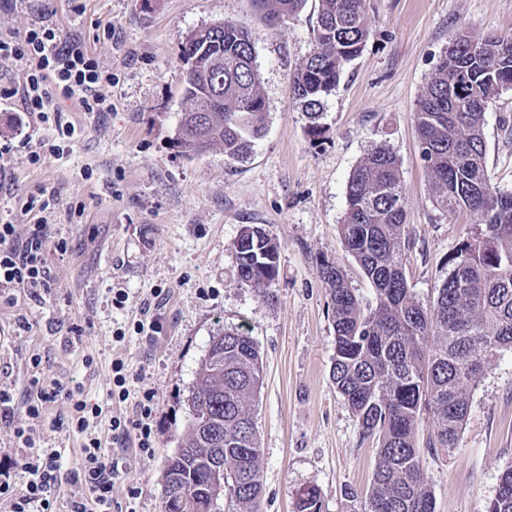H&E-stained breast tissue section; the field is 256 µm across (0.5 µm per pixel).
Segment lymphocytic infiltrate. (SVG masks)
<instances>
[{"label": "lymphocytic infiltrate", "instance_id": "lymphocytic-infiltrate-1", "mask_svg": "<svg viewBox=\"0 0 512 512\" xmlns=\"http://www.w3.org/2000/svg\"><path fill=\"white\" fill-rule=\"evenodd\" d=\"M16 59L27 62L24 80L15 87H0V98H19L23 111L31 119L52 124L55 131L54 140L40 142L38 148L29 153L31 164L38 166L46 157L59 152L61 142L74 137L76 128L65 119L61 99L74 100L85 112L111 111L112 103L101 94L100 88L111 82L112 74L79 41L61 39L55 28L43 24L28 29L21 36L0 33V63ZM48 237V226L44 223L31 225L22 239L17 238L13 225L0 224V286L17 284L35 292L49 288L50 270L44 259ZM61 396L72 404V428L85 437L83 467L76 478L88 486L97 512H111L112 485L119 470L106 456L100 438L89 432L90 420L100 415V406L88 404L80 391L64 389L59 382L42 375L30 381L26 402L29 426L14 430L16 438L27 449L21 462L22 469L29 475L26 491L14 495L10 472L2 469L0 498L12 497V512H30L35 503L39 504L41 512H53L47 489L57 478L58 456L55 451L37 448L34 423L40 419L44 404ZM88 504L72 502L71 512H88Z\"/></svg>", "mask_w": 512, "mask_h": 512}]
</instances>
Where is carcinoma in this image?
<instances>
[{"label":"carcinoma","mask_w":512,"mask_h":512,"mask_svg":"<svg viewBox=\"0 0 512 512\" xmlns=\"http://www.w3.org/2000/svg\"><path fill=\"white\" fill-rule=\"evenodd\" d=\"M278 30L305 0H251ZM313 48L291 80V92L318 133L327 98L344 66L359 56L369 36L366 0H319ZM196 56L185 76L190 107L175 129L178 152L192 159L215 146L230 163H244L266 131V107L254 42L232 20L220 30L189 35L181 57ZM512 90V37L469 32L439 60L419 96L414 121L420 156L449 213L480 216L477 232L448 257V278L423 306L412 296L403 263L405 190L399 160L376 146L352 172L340 232L376 292L362 312L341 269L320 273L329 287L328 309L336 333L331 377L378 444L365 512H435L419 468L418 433L431 420L427 448H454L468 414V388L488 358L512 348V192L487 176L484 115L495 98ZM238 280L271 301L278 276V246L265 231L236 249ZM263 380L251 337L224 330L212 337L188 400L190 419L178 450L163 472L162 512H217L216 468L224 469L244 512H261L260 448L250 406ZM312 487L297 512H322ZM487 512H512V466L501 474Z\"/></svg>","instance_id":"carcinoma-1"}]
</instances>
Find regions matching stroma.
I'll list each match as a JSON object with an SVG mask.
<instances>
[{
    "mask_svg": "<svg viewBox=\"0 0 512 512\" xmlns=\"http://www.w3.org/2000/svg\"><path fill=\"white\" fill-rule=\"evenodd\" d=\"M319 0L280 30L266 27L249 0H0V31L26 32L38 23L84 42L112 71L103 91L108 112H84L65 101L78 135L42 166L29 163L23 142L53 138L52 126L23 112L18 99L0 101V223L26 236L27 197L46 190L45 258L52 282L39 297L0 288V385L14 394L13 424L0 422V466L11 465L17 487L27 477L14 429L28 423L25 402L39 354L50 378L80 387L103 409L95 426L117 462L112 512H160L164 463L179 448L190 418L188 398L212 336L241 330L263 361L252 406L261 448L263 512H296L303 489L316 487L323 512H363L378 448L337 392L330 371L335 331L320 265L341 268L363 311L375 291L345 249L340 224L352 171L377 145L401 162L407 221L405 271L415 299L428 304L448 276L447 257L477 229L470 212L448 214L419 155L417 98L450 41L461 31L512 37V0H367L371 33L327 99L320 134L290 92L295 71L312 49ZM230 19L254 41L267 109V133L243 164H228L215 147L181 156L174 130L187 106L182 94L187 35ZM111 24L104 36L102 24ZM487 172L512 191V90L485 114ZM85 209L81 223L70 218ZM258 225L278 244L274 301L237 281L234 241ZM67 239V252L55 242ZM127 296L117 304V292ZM122 362L127 401L112 399L114 362ZM151 395L157 447L151 460L135 432L114 433L113 417L135 418ZM469 411L456 447L421 449L419 465L436 512H486L500 475L512 465V350L488 359L468 391ZM70 403L46 405L39 444L56 449L59 481L48 495L65 512L89 498L71 483L82 465L84 439L67 425Z\"/></svg>",
    "mask_w": 512,
    "mask_h": 512,
    "instance_id": "35a3bbf8",
    "label": "stroma"
}]
</instances>
